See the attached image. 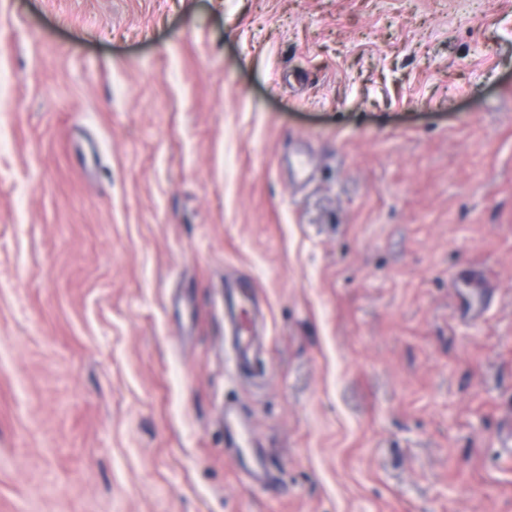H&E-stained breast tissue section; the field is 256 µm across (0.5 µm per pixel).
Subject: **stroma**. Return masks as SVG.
<instances>
[{"label":"stroma","mask_w":512,"mask_h":512,"mask_svg":"<svg viewBox=\"0 0 512 512\" xmlns=\"http://www.w3.org/2000/svg\"><path fill=\"white\" fill-rule=\"evenodd\" d=\"M0 71V512H512V0H0ZM249 303L253 307V316L242 320L248 310ZM263 318L261 300L254 294L239 288L236 282L225 280L224 284V320L231 325L234 332L232 351L234 361L247 369L253 358L263 350V338L256 331L258 317ZM232 406L224 407V439L229 448H234L240 467L246 472L252 486L270 488L276 483V475L267 460L256 448H242L251 439L250 428L243 425L231 412Z\"/></svg>","instance_id":"1"}]
</instances>
